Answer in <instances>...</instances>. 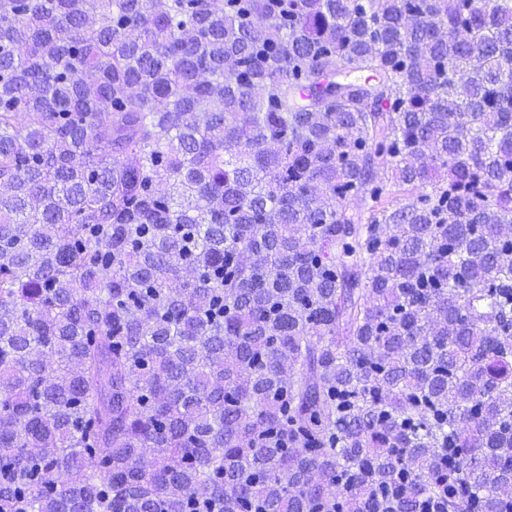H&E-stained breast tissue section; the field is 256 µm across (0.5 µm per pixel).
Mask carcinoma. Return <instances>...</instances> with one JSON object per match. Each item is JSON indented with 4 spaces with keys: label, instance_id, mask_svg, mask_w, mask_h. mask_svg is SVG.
I'll list each match as a JSON object with an SVG mask.
<instances>
[{
    "label": "carcinoma",
    "instance_id": "1",
    "mask_svg": "<svg viewBox=\"0 0 512 512\" xmlns=\"http://www.w3.org/2000/svg\"><path fill=\"white\" fill-rule=\"evenodd\" d=\"M508 448L512 0H0V512H512Z\"/></svg>",
    "mask_w": 512,
    "mask_h": 512
}]
</instances>
